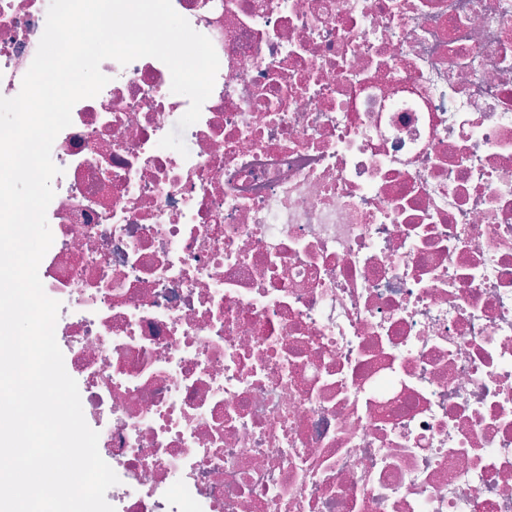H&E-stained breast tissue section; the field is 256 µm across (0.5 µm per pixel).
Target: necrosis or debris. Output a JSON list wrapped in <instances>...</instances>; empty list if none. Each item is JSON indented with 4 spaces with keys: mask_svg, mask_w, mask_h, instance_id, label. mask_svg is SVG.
Masks as SVG:
<instances>
[{
    "mask_svg": "<svg viewBox=\"0 0 512 512\" xmlns=\"http://www.w3.org/2000/svg\"><path fill=\"white\" fill-rule=\"evenodd\" d=\"M100 66L39 265L116 512H512V0H172ZM48 0H0L16 96Z\"/></svg>",
    "mask_w": 512,
    "mask_h": 512,
    "instance_id": "obj_1",
    "label": "necrosis or debris"
}]
</instances>
